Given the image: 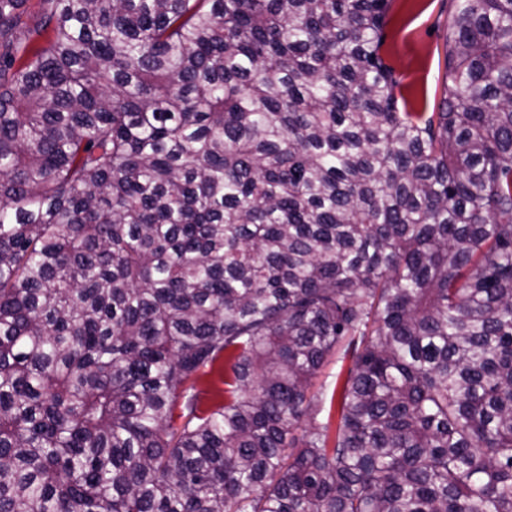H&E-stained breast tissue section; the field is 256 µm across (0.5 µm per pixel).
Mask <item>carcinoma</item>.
<instances>
[{"instance_id":"obj_1","label":"carcinoma","mask_w":512,"mask_h":512,"mask_svg":"<svg viewBox=\"0 0 512 512\" xmlns=\"http://www.w3.org/2000/svg\"><path fill=\"white\" fill-rule=\"evenodd\" d=\"M390 2L0 0V512H512V0ZM451 14V0L391 1L380 54L400 78V111H437L446 84ZM352 366V360L350 357L344 359L343 362H336V356H332L328 359L324 367L322 368L319 375L313 380V386L311 393L318 394L324 406L323 412L318 416V419L327 415L329 411V405L332 397V389L336 382V373L341 369L343 373H346L349 367ZM327 385V386H326ZM206 373L197 384L202 409H209L216 403H224V358Z\"/></svg>"}]
</instances>
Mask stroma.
Listing matches in <instances>:
<instances>
[{"instance_id": "obj_1", "label": "stroma", "mask_w": 512, "mask_h": 512, "mask_svg": "<svg viewBox=\"0 0 512 512\" xmlns=\"http://www.w3.org/2000/svg\"><path fill=\"white\" fill-rule=\"evenodd\" d=\"M451 0H391L381 55L401 81L399 108L433 112L446 84Z\"/></svg>"}]
</instances>
